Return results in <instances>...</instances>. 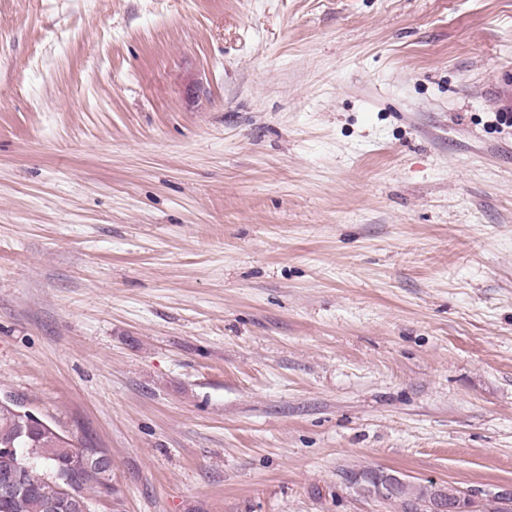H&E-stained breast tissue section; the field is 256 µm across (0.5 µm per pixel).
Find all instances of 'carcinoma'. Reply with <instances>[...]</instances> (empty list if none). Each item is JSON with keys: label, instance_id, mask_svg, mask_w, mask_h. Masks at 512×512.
Instances as JSON below:
<instances>
[{"label": "carcinoma", "instance_id": "obj_1", "mask_svg": "<svg viewBox=\"0 0 512 512\" xmlns=\"http://www.w3.org/2000/svg\"><path fill=\"white\" fill-rule=\"evenodd\" d=\"M12 447L16 454L0 459V471L12 467L24 470L25 489L11 500L0 498V512H49L52 504H62L68 492L75 493L87 505H93V493H100L110 483L112 471L101 470L91 461L67 479L61 466L71 457L73 444L52 431L39 417L19 414V407L9 401L0 402V448ZM436 487L402 486L392 500L404 512L420 501L435 495Z\"/></svg>", "mask_w": 512, "mask_h": 512}]
</instances>
